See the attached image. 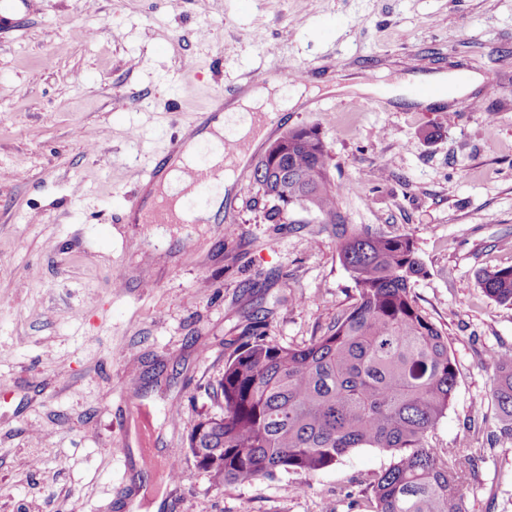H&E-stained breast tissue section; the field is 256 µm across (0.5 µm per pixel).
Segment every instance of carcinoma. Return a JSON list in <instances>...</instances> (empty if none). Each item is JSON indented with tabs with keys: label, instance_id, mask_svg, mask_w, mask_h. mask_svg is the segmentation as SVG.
Wrapping results in <instances>:
<instances>
[{
	"label": "carcinoma",
	"instance_id": "cac0c4a2",
	"mask_svg": "<svg viewBox=\"0 0 512 512\" xmlns=\"http://www.w3.org/2000/svg\"><path fill=\"white\" fill-rule=\"evenodd\" d=\"M289 169L295 180L279 178ZM265 196L322 215L355 302L302 346L263 338L237 347L219 382L222 413L201 418L188 448L218 484H250L278 472L317 473L354 448L394 459L371 482L373 512H466L476 457L444 454L435 430L452 404L458 370L448 336L422 312L412 288L423 274L412 235L348 228L317 131L288 135L279 161L253 172ZM484 293L512 306V267L479 275ZM501 436L512 439V352L490 354Z\"/></svg>",
	"mask_w": 512,
	"mask_h": 512
}]
</instances>
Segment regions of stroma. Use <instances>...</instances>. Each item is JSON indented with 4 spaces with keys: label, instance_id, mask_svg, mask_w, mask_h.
<instances>
[{
    "label": "stroma",
    "instance_id": "1",
    "mask_svg": "<svg viewBox=\"0 0 512 512\" xmlns=\"http://www.w3.org/2000/svg\"><path fill=\"white\" fill-rule=\"evenodd\" d=\"M35 2L0 18V512H131L134 493L160 512H372L392 462L377 449L218 486L187 448L253 321L300 346L353 302L333 225L298 207L269 223L252 176L296 127L325 141L348 223L413 235L415 299L459 370L438 446L480 453L467 512H512L488 361L512 351V307L478 284L512 267V0ZM83 28L99 34L73 38ZM277 68L319 91L271 124L221 221L113 222L196 113ZM370 71L477 75V106L322 90ZM170 457L181 475L164 482Z\"/></svg>",
    "mask_w": 512,
    "mask_h": 512
}]
</instances>
